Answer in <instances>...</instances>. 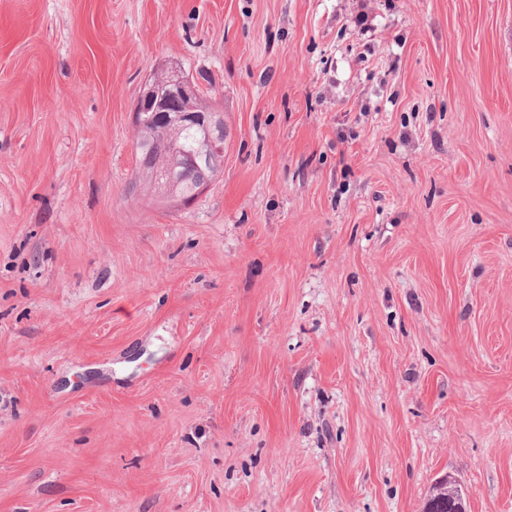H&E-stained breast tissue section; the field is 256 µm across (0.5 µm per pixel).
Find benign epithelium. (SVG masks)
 Masks as SVG:
<instances>
[{
    "label": "benign epithelium",
    "mask_w": 512,
    "mask_h": 512,
    "mask_svg": "<svg viewBox=\"0 0 512 512\" xmlns=\"http://www.w3.org/2000/svg\"><path fill=\"white\" fill-rule=\"evenodd\" d=\"M198 85L177 70L162 73L144 83L132 112V123L137 129L145 125L187 121L203 133L200 151L224 153V137L212 133V128L224 122L223 113L200 104Z\"/></svg>",
    "instance_id": "benign-epithelium-1"
}]
</instances>
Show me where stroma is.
Returning a JSON list of instances; mask_svg holds the SVG:
<instances>
[{"instance_id":"stroma-1","label":"stroma","mask_w":512,"mask_h":512,"mask_svg":"<svg viewBox=\"0 0 512 512\" xmlns=\"http://www.w3.org/2000/svg\"><path fill=\"white\" fill-rule=\"evenodd\" d=\"M171 69L227 127L189 204L132 186ZM446 476L512 512V0H0V512Z\"/></svg>"}]
</instances>
